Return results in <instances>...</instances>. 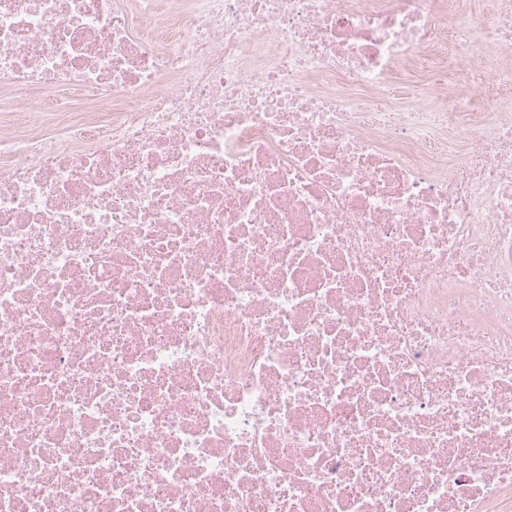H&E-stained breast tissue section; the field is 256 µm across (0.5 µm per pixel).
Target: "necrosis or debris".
Wrapping results in <instances>:
<instances>
[{
	"label": "necrosis or debris",
	"mask_w": 512,
	"mask_h": 512,
	"mask_svg": "<svg viewBox=\"0 0 512 512\" xmlns=\"http://www.w3.org/2000/svg\"><path fill=\"white\" fill-rule=\"evenodd\" d=\"M512 0H0V512H512Z\"/></svg>",
	"instance_id": "necrosis-or-debris-1"
}]
</instances>
